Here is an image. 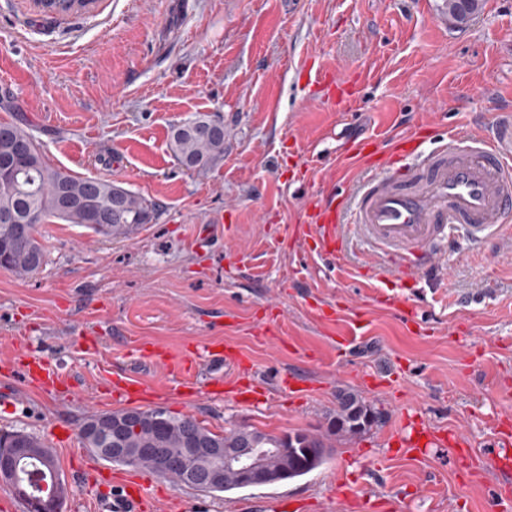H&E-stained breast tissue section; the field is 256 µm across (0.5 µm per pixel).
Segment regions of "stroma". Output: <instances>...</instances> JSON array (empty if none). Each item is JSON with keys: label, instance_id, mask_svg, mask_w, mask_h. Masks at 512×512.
I'll return each instance as SVG.
<instances>
[{"label": "stroma", "instance_id": "35a3bbf8", "mask_svg": "<svg viewBox=\"0 0 512 512\" xmlns=\"http://www.w3.org/2000/svg\"><path fill=\"white\" fill-rule=\"evenodd\" d=\"M438 2L97 0L51 17L31 0H0V122L26 121L51 166L110 180L160 211L112 240L41 225L47 265L0 270V356H44L71 391L53 397L0 366V432L51 448L68 498L84 493L80 430L114 371L163 386L156 409L216 433L326 434L340 390L375 412L365 433L328 436L320 467L274 485L206 494L140 469L185 512H264L277 498L288 512H350L362 490L401 512H490L497 494L512 497V477L486 462L512 406V246L461 237L443 250L446 276L379 278L414 305L410 325L308 244H282L313 193L353 190L303 180L304 168L330 169L355 141L384 147L423 124L429 150L449 130L487 132L512 113V0H483L463 25L438 15ZM311 69L354 78L347 107L314 101ZM196 113L228 135L223 161L201 172L171 148L172 126ZM320 303L340 305L335 325L316 320ZM357 318L363 335L342 345ZM137 342L230 347L255 363L258 393L186 397L158 362L130 357ZM412 415L469 436L470 474L441 450L395 454L391 426Z\"/></svg>", "mask_w": 512, "mask_h": 512}]
</instances>
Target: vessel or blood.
I'll return each instance as SVG.
<instances>
[{
	"instance_id": "b4317fda",
	"label": "vessel or blood",
	"mask_w": 512,
	"mask_h": 512,
	"mask_svg": "<svg viewBox=\"0 0 512 512\" xmlns=\"http://www.w3.org/2000/svg\"><path fill=\"white\" fill-rule=\"evenodd\" d=\"M363 177L353 202L336 195H318L310 202L295 237H313L315 253L341 263L354 246L366 249L381 271L403 279L438 274L440 245L462 228L478 239L512 236V117H501L492 138L449 133L433 151L421 149L412 133L394 137L386 150L364 138L346 150L335 168L324 172L329 181ZM209 366L189 361L180 353L161 350L158 361L177 377L180 388L196 397L234 398L251 392L256 369L252 360L230 351L213 350ZM23 381L65 394V378L47 358L12 357ZM158 388L113 373L106 404L158 398ZM471 442L461 432H446L416 423L407 436L404 454L417 459L442 449L454 464L468 458ZM494 469L512 474V436L497 437L488 453ZM95 512H185L181 497L171 496L159 507L150 487L137 476L114 484L109 496L96 498Z\"/></svg>"
}]
</instances>
